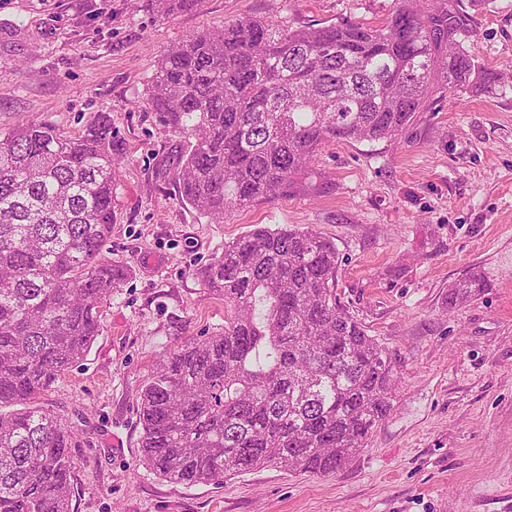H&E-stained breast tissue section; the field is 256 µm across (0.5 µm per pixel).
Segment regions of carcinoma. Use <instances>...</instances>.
<instances>
[{
	"label": "carcinoma",
	"instance_id": "obj_1",
	"mask_svg": "<svg viewBox=\"0 0 512 512\" xmlns=\"http://www.w3.org/2000/svg\"><path fill=\"white\" fill-rule=\"evenodd\" d=\"M167 17L202 0H147ZM465 0H395L384 21L299 29L241 17L168 48L148 109L186 138L181 202L210 223L295 185L326 142L393 141L413 115L467 90H512L468 43ZM120 138L100 112L77 136L0 134V512H71L73 432L32 401L87 356L127 279L102 256ZM335 243L257 225L194 275L224 327L167 352L137 398L140 461L182 485L275 466L332 474L391 413L396 362L337 294ZM471 270L448 308L478 297Z\"/></svg>",
	"mask_w": 512,
	"mask_h": 512
}]
</instances>
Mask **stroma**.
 Listing matches in <instances>:
<instances>
[{
  "mask_svg": "<svg viewBox=\"0 0 512 512\" xmlns=\"http://www.w3.org/2000/svg\"><path fill=\"white\" fill-rule=\"evenodd\" d=\"M393 6L203 0L160 18L146 0H0V131L75 134L108 112L122 142L104 254L130 275L85 360L39 400L74 433L72 512H512V94L448 96L391 142H327L303 185L221 224L180 202L184 140L144 103L162 54L188 35L243 16L378 22ZM473 16V54L512 72V0ZM256 224L335 243L343 304L396 360L394 409L334 474L269 466L171 484L139 462L136 399L165 351L223 327V299L192 271ZM472 269L486 290L449 308V283Z\"/></svg>",
  "mask_w": 512,
  "mask_h": 512,
  "instance_id": "obj_1",
  "label": "stroma"
}]
</instances>
